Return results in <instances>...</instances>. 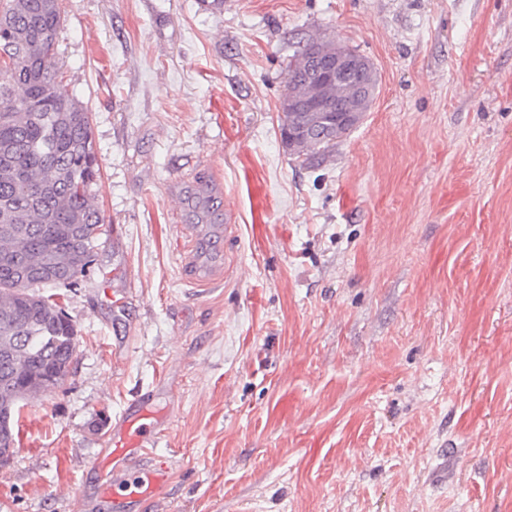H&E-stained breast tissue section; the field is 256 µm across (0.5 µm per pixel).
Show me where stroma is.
<instances>
[{"instance_id": "stroma-1", "label": "stroma", "mask_w": 512, "mask_h": 512, "mask_svg": "<svg viewBox=\"0 0 512 512\" xmlns=\"http://www.w3.org/2000/svg\"><path fill=\"white\" fill-rule=\"evenodd\" d=\"M102 235L57 300L64 383L23 402L0 512L92 498L155 389L164 512H512V0H59ZM370 59L362 120L282 144L307 38ZM235 205L200 242L196 195Z\"/></svg>"}]
</instances>
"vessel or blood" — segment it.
Wrapping results in <instances>:
<instances>
[{"instance_id":"1","label":"vessel or blood","mask_w":512,"mask_h":512,"mask_svg":"<svg viewBox=\"0 0 512 512\" xmlns=\"http://www.w3.org/2000/svg\"><path fill=\"white\" fill-rule=\"evenodd\" d=\"M154 397L150 390L141 393L115 418L95 466L97 497L112 512H129L135 504L152 507L166 495L169 467L150 453L167 424Z\"/></svg>"}]
</instances>
